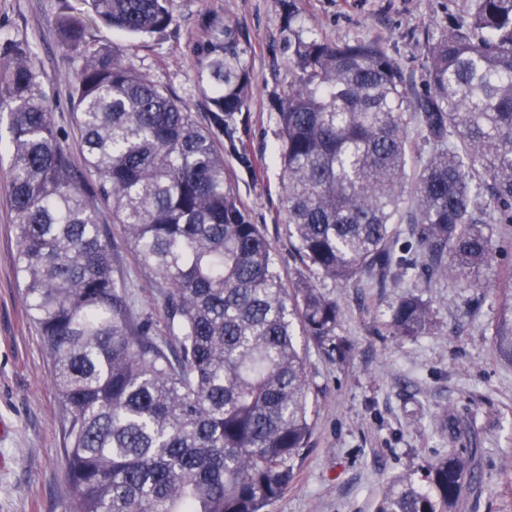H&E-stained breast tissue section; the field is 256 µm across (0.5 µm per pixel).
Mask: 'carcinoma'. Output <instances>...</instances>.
<instances>
[{
  "instance_id": "1",
  "label": "carcinoma",
  "mask_w": 512,
  "mask_h": 512,
  "mask_svg": "<svg viewBox=\"0 0 512 512\" xmlns=\"http://www.w3.org/2000/svg\"><path fill=\"white\" fill-rule=\"evenodd\" d=\"M88 2L133 34L174 21L173 0ZM465 2L427 45L417 96L380 41L295 35L292 85L276 112L288 235L305 269L290 290L218 145L226 139L249 166L236 119L252 80L231 29L206 42L213 90L201 124L60 14L66 46L85 56L75 78L80 167L59 142L29 48L0 51L16 272L65 417L66 512H268L313 431L296 334L329 358L352 356L318 282L396 288L419 252L427 282L485 287L480 270L500 252L491 225L512 224V0ZM95 197L164 284L174 347L153 336V321L130 319ZM402 224L412 242L398 250ZM504 293L492 336L512 364V289ZM388 326L426 335L433 310L403 294ZM477 467L476 451L451 448L428 462L429 489L398 479L376 512H457Z\"/></svg>"
}]
</instances>
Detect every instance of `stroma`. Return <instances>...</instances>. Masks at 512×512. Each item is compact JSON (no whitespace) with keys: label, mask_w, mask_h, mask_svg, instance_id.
Here are the masks:
<instances>
[{"label":"stroma","mask_w":512,"mask_h":512,"mask_svg":"<svg viewBox=\"0 0 512 512\" xmlns=\"http://www.w3.org/2000/svg\"><path fill=\"white\" fill-rule=\"evenodd\" d=\"M462 0H174L166 30L133 36L102 25L84 0H0V49L23 43L52 104L51 118L73 159L82 146L76 123L75 74L82 58L66 53L55 17L70 10L88 42L116 50L123 61L185 102L206 122L203 45L232 27L253 75L242 112V166L227 156L231 183L266 236L286 287L302 268L288 236L280 199L277 103L291 82L295 30L311 29L325 43L359 35L379 39L396 60L408 90H424L425 49L448 28ZM113 249L117 276L130 284L135 320L160 319L162 297L127 245L112 208L98 202ZM7 180L0 170V512H64L69 486L64 469V417L50 385L51 360L29 321L16 274L18 244ZM512 273V248L483 270L484 290L454 281L425 286L416 277L402 288H353L323 281L335 298L339 335L353 345L343 364L307 348L312 381L309 449L297 461L285 494L269 512H375L387 483L410 477L426 483V465L448 448L477 451V478L459 512H512V365L498 359L491 325L501 290ZM419 295L434 311L424 336L393 335L387 320L401 292ZM465 435L449 440L446 423Z\"/></svg>","instance_id":"1"}]
</instances>
